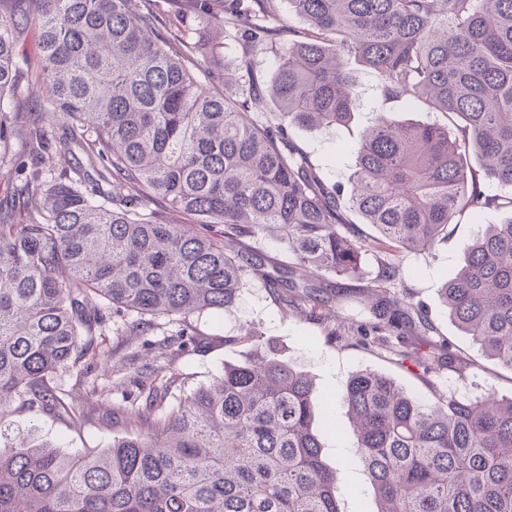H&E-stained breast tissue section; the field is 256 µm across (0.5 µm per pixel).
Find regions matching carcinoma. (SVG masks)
I'll list each match as a JSON object with an SVG mask.
<instances>
[{
  "instance_id": "carcinoma-1",
  "label": "carcinoma",
  "mask_w": 512,
  "mask_h": 512,
  "mask_svg": "<svg viewBox=\"0 0 512 512\" xmlns=\"http://www.w3.org/2000/svg\"><path fill=\"white\" fill-rule=\"evenodd\" d=\"M241 2L13 0L0 14V116L25 94L58 118L28 123L31 162L10 169L20 184L0 208V416L20 398L80 421L54 381L131 312L151 323L229 309L255 276L314 318L329 303L322 274L354 278L369 252L373 321L354 336L386 347L419 312L412 292L391 295L401 254L435 249L466 215L512 211V0H289L302 28L270 25L276 0ZM161 12L180 26L161 34ZM32 24L33 59L15 50ZM223 28L243 37L247 71L252 49L288 31L267 88L277 111H252L260 93L227 72L221 89L196 77ZM351 59L378 73L382 101L448 124L379 113L346 146L347 182L330 184L291 132L354 118ZM75 148L90 169L70 165ZM167 208L201 230L168 223ZM260 235L309 273L244 246ZM440 292L458 329L512 370V218L462 245ZM399 355L426 373L456 360L444 341ZM165 372L144 367L138 392L111 404L138 432L110 448L64 453L32 429L0 432V512H343V463L366 473L376 512H512V396L426 401L359 370L342 396L353 454L333 468L317 428L336 420L293 362L226 364L167 412ZM390 116L400 122H425L446 125L447 116L440 112H426L423 109L413 108L404 102H391L387 105Z\"/></svg>"
}]
</instances>
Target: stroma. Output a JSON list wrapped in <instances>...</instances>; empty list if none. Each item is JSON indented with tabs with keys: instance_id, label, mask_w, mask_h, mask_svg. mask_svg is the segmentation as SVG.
<instances>
[{
	"instance_id": "1",
	"label": "stroma",
	"mask_w": 512,
	"mask_h": 512,
	"mask_svg": "<svg viewBox=\"0 0 512 512\" xmlns=\"http://www.w3.org/2000/svg\"><path fill=\"white\" fill-rule=\"evenodd\" d=\"M221 52L205 65L214 84H222L225 70H232L240 89L251 90L253 84H267L274 73V52L267 49L252 56V67L244 71L238 64L244 51L233 34H226ZM356 81L359 110L350 126L338 129H296L294 141L318 167L322 177L330 182L345 181L354 162L351 154L341 152V143L356 140L374 118V107L380 84L371 69L352 64ZM512 218V213L489 210L478 220L462 218L446 242L429 254H408L404 257L405 288L414 292L421 313L435 327L429 334L431 342L448 339L453 350L466 365L463 373L443 371L427 374L413 365L401 362L395 351L357 344L345 337L332 340L329 320H308L284 313L274 297L254 278L248 279L237 305L229 311L208 310L192 316L187 326L170 322L154 328L142 324L139 316L129 315L122 327L105 329L98 335L96 354L80 360L76 371L57 378V391L65 401L74 403L83 414L80 424L73 425L49 413L15 410L0 417V429L14 433L35 429L42 440L71 452L87 448H106L112 441L134 433L132 425L112 418L108 404L119 401L125 392L133 390V369L154 362L156 342L186 329L188 335L200 340V347L171 346L164 360L176 378L174 393L183 397L198 387L212 383L224 373L226 364L243 361L249 350L242 341L241 328L249 324L267 340L279 357L297 364L314 378L317 396H331L337 417L346 409L341 394L348 378L361 369H371L393 378L408 393L422 399L433 398L448 391L460 395H482L488 392L500 396L512 395V371L484 357L467 336L449 318L439 289L453 278L458 268L462 243L481 234L486 225L500 224ZM360 278L345 281L344 296L330 302L328 309L345 323L359 326L370 318V310L362 297L377 272L373 255L363 259ZM110 397H103L101 389ZM338 484L342 492L344 512H374L376 504L365 472L358 466L341 469Z\"/></svg>"
}]
</instances>
